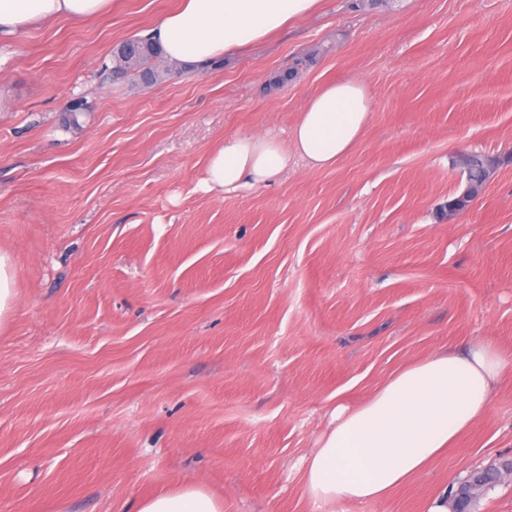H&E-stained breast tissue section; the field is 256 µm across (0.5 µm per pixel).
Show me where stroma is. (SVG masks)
<instances>
[{"label": "stroma", "mask_w": 512, "mask_h": 512, "mask_svg": "<svg viewBox=\"0 0 512 512\" xmlns=\"http://www.w3.org/2000/svg\"><path fill=\"white\" fill-rule=\"evenodd\" d=\"M176 4L0 40V512H135L179 483L323 512L300 460L336 402L472 339L512 352V0H323L223 63L113 78ZM348 78L371 116L335 168L204 191L226 136L287 135ZM472 154L490 175L452 220ZM510 463L512 369L430 471L344 510L427 512ZM15 270L12 257L0 253V330L9 323L15 309Z\"/></svg>", "instance_id": "35a3bbf8"}]
</instances>
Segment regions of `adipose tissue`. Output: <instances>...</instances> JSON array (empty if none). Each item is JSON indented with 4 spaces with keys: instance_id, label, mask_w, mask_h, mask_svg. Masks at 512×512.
Wrapping results in <instances>:
<instances>
[{
    "instance_id": "ef3b65f1",
    "label": "adipose tissue",
    "mask_w": 512,
    "mask_h": 512,
    "mask_svg": "<svg viewBox=\"0 0 512 512\" xmlns=\"http://www.w3.org/2000/svg\"><path fill=\"white\" fill-rule=\"evenodd\" d=\"M321 0H179L150 29L174 63L202 66L281 32ZM112 0H0V38L17 37L61 18L88 21ZM370 121L364 82L325 84L300 112L287 139L238 133L209 154L207 190L268 185L295 160L326 170L362 139ZM512 357L487 338L409 364L364 403L337 404L317 448L302 461L303 493L314 504L380 501L426 469L469 430L490 404ZM136 512H224L223 500L182 483L140 502Z\"/></svg>"
}]
</instances>
